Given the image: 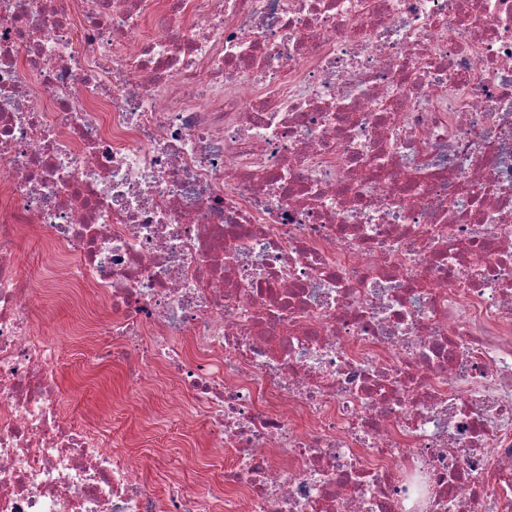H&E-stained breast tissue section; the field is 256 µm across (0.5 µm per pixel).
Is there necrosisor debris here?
Here are the masks:
<instances>
[{
  "label": "necrosis or debris",
  "mask_w": 512,
  "mask_h": 512,
  "mask_svg": "<svg viewBox=\"0 0 512 512\" xmlns=\"http://www.w3.org/2000/svg\"><path fill=\"white\" fill-rule=\"evenodd\" d=\"M0 512H512V0H0ZM52 315L56 322L55 326L49 329L50 336L56 341L59 348L66 350L74 340L70 336L65 335V330H62V327L67 326L74 313L70 308L60 305L53 309ZM65 386L68 388V396L74 402L83 404L86 401H98L104 399L109 404L112 403L113 399L123 402L125 405L126 412L128 413V425L130 430L135 428L138 419L128 410V405L137 399V395L129 390L123 378V373L119 368L112 367L111 383L108 384V388L99 389L94 392L88 391L83 385L77 383L74 380V376L70 371L66 370L63 373ZM171 455L163 457H148L147 466L143 472V480L147 486L156 491H164L172 481L182 478L188 469V463L178 452L181 448H168Z\"/></svg>",
  "instance_id": "4bbe7bcc"
}]
</instances>
